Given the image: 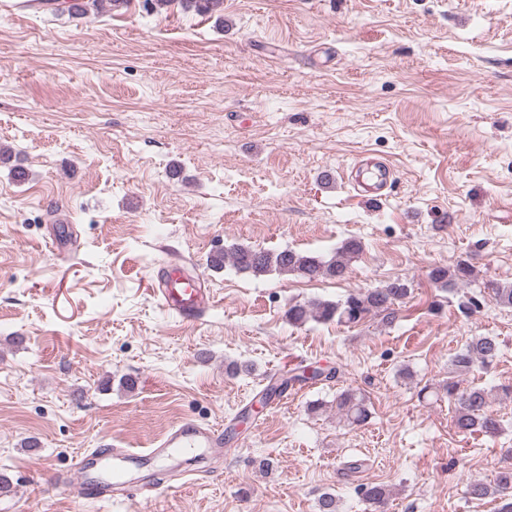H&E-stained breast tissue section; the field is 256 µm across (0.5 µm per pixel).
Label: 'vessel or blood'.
I'll use <instances>...</instances> for the list:
<instances>
[{"label":"vessel or blood","mask_w":512,"mask_h":512,"mask_svg":"<svg viewBox=\"0 0 512 512\" xmlns=\"http://www.w3.org/2000/svg\"><path fill=\"white\" fill-rule=\"evenodd\" d=\"M155 294L161 306L187 320L201 319L212 305L210 291L203 288L200 278L188 275L177 263L160 270ZM185 456L219 462L224 457L222 430L186 419L172 427L156 447L144 452L109 445L91 450L73 467L78 484L64 477L58 479L57 488L99 502L123 503L156 487L154 480L137 477L136 467L147 460L176 461Z\"/></svg>","instance_id":"obj_1"}]
</instances>
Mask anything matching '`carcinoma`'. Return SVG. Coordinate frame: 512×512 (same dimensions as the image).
Wrapping results in <instances>:
<instances>
[{"instance_id":"cac0c4a2","label":"carcinoma","mask_w":512,"mask_h":512,"mask_svg":"<svg viewBox=\"0 0 512 512\" xmlns=\"http://www.w3.org/2000/svg\"><path fill=\"white\" fill-rule=\"evenodd\" d=\"M114 5L126 3L127 0H79L77 3L63 5L59 0H24V7L48 11L52 14H86L103 7L104 3ZM185 6L198 12L216 17L219 24H224V0H182ZM362 252L361 241L350 238L336 248L330 259L321 255L306 254L293 249L277 251L256 249L249 246L233 245L226 250L213 253L208 257L209 265L215 269L224 268L229 261L240 272L255 277L264 276L272 271L282 274H296L308 280L338 279L346 277L351 262ZM473 270L466 262H460L452 268L435 267L430 271L433 283L452 288L459 283L470 280ZM410 294V284L406 280L395 279L378 288L354 291L337 302L310 300L288 307V322L301 325L310 319L318 321H336L345 324H357L370 313H383L393 317V306ZM499 353V344L492 336H480L471 340L450 359L453 373L461 377L477 366L490 365ZM323 371L314 370L311 374L288 371V376L277 383L269 381L263 390V398L284 392L296 383H305L317 379ZM448 394V401L454 404V425L461 433L479 432L496 436L502 431L501 422L489 411L488 392L478 386L463 387L453 378L442 386ZM336 413L345 421L361 425L370 418L371 413L363 396L353 390H345L336 396ZM468 492L471 497L484 499L494 497L500 500L498 512H512V469L499 471L493 483L482 481L470 483ZM361 495L374 512L383 509L388 498L389 489L381 484L367 485L361 489Z\"/></svg>"}]
</instances>
